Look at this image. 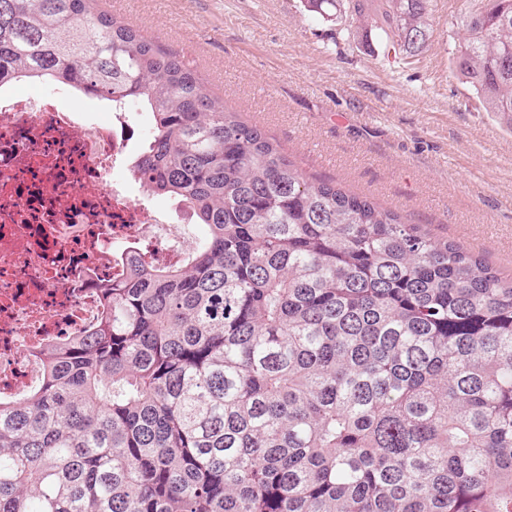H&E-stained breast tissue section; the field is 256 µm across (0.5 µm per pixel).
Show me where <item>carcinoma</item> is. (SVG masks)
<instances>
[{
    "mask_svg": "<svg viewBox=\"0 0 512 512\" xmlns=\"http://www.w3.org/2000/svg\"><path fill=\"white\" fill-rule=\"evenodd\" d=\"M481 2L455 71L512 127V0ZM99 3L0 0V82L150 113L132 173L205 234L127 253L100 321L0 407V512H512V279L305 179ZM380 8L393 48L427 46L430 0Z\"/></svg>",
    "mask_w": 512,
    "mask_h": 512,
    "instance_id": "cac0c4a2",
    "label": "carcinoma"
}]
</instances>
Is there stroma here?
Returning <instances> with one entry per match:
<instances>
[{
    "label": "stroma",
    "mask_w": 512,
    "mask_h": 512,
    "mask_svg": "<svg viewBox=\"0 0 512 512\" xmlns=\"http://www.w3.org/2000/svg\"><path fill=\"white\" fill-rule=\"evenodd\" d=\"M478 3L431 0L427 47L398 54L380 15L360 25L349 0L330 20L304 0H101L192 64L307 178L464 243L512 276V128L454 70L456 20Z\"/></svg>",
    "instance_id": "1"
}]
</instances>
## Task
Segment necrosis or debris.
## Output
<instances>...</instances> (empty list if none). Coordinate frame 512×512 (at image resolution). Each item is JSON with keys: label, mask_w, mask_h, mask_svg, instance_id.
<instances>
[{"label": "necrosis or debris", "mask_w": 512, "mask_h": 512, "mask_svg": "<svg viewBox=\"0 0 512 512\" xmlns=\"http://www.w3.org/2000/svg\"><path fill=\"white\" fill-rule=\"evenodd\" d=\"M84 94L72 84L26 93L0 83V404L33 394L42 353L87 330L102 312L97 288L121 259L150 239L156 218L119 190L134 184V129L125 105L107 117L64 107Z\"/></svg>", "instance_id": "4bbe7bcc"}]
</instances>
